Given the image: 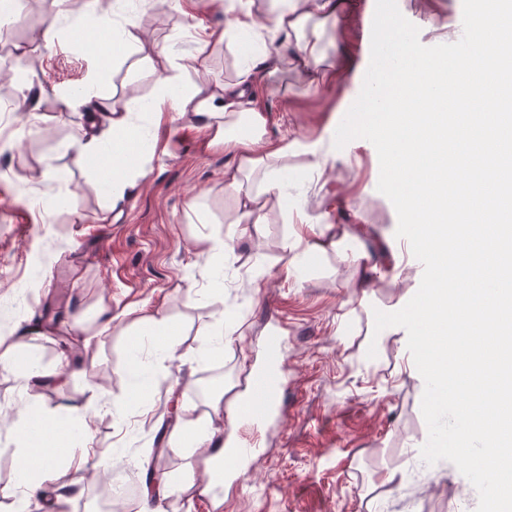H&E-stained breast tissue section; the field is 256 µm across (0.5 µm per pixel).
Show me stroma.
<instances>
[{"label": "stroma", "mask_w": 512, "mask_h": 512, "mask_svg": "<svg viewBox=\"0 0 512 512\" xmlns=\"http://www.w3.org/2000/svg\"><path fill=\"white\" fill-rule=\"evenodd\" d=\"M86 2L40 0L0 26V89L15 101L25 88L42 93L26 128L0 129V336L18 342L17 367H0V489L17 479L11 421L40 411L51 420L48 436L60 437L74 419L70 404L99 387L120 409L90 408L83 418L97 446L110 449V467L129 470L139 490L150 471L178 481L190 470L202 479L196 456L167 448L179 410L205 411L209 394L243 382L245 365L277 328L288 340L283 414L261 428L242 421L235 430L239 442L257 440L260 456L210 495L192 488L166 500L167 512H475L478 494L469 480L447 461L428 469L420 456L428 436L424 381L408 367L404 343L373 334L374 309L409 301L423 266L409 243L397 241L396 211L377 189L375 147L364 139L333 146L369 65L362 48L376 0H350L338 26L327 29L325 53L337 67L326 85L314 89L288 74L281 91L263 99L268 137L298 147L283 173V198L257 226L227 221L233 204L224 197V168L231 158L223 148L207 147L198 124L150 105L172 80L189 86L201 77L214 86L236 78L260 58L263 44L249 34L221 40L232 16L204 4L198 19L213 38L202 76L132 50L103 60L80 46L95 19ZM397 4L423 45L463 34L462 0ZM125 12L142 17L146 44L195 53L188 20L159 0H127ZM48 28L55 31L49 43ZM85 91L143 106L131 137L153 162L138 190L117 204L97 167L69 163L68 147L88 121L83 110L62 111L61 98ZM314 148L335 154L325 176L310 168ZM300 209L315 224L363 228L384 249L371 282L373 310L361 306L353 270L335 251L312 260L301 278L287 276L285 245ZM201 235L224 239L226 254L201 255ZM102 300L116 313L139 307L166 315L180 331L182 359L133 374L132 339L118 328L93 361L73 357L67 385L26 386L29 364L60 370L61 352L79 343L72 315L93 319ZM220 317L242 324L244 333L212 356L204 332ZM385 471L396 472L400 486L378 488Z\"/></svg>", "instance_id": "obj_1"}]
</instances>
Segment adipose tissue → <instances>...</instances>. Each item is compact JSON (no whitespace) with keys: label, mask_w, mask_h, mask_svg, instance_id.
Masks as SVG:
<instances>
[{"label":"adipose tissue","mask_w":512,"mask_h":512,"mask_svg":"<svg viewBox=\"0 0 512 512\" xmlns=\"http://www.w3.org/2000/svg\"><path fill=\"white\" fill-rule=\"evenodd\" d=\"M254 3L255 0H232L230 7L235 17L230 30L250 32L261 41L273 42L276 55L272 62L262 67L260 75L244 73L209 92L196 83L166 100L172 111L202 124L208 132L207 147H220L231 155L232 162L224 169V195L234 203L232 221L236 224L266 223L272 201L282 195L277 174L296 149L295 142L273 141L267 135L268 116L258 106L259 100L270 92L267 79L291 65L308 75L316 74L324 61L322 28L334 17L341 0H271L272 7L263 17L254 11ZM63 104L68 109H85L89 122L83 139L71 148V164L80 168L90 159H98L99 177L113 201L130 196L138 188L149 164L148 159L143 158L137 166H130L122 138L128 130L129 115L139 110V102L119 108L110 97L86 92L64 98ZM286 247L290 254L286 270L293 277L308 259L330 248L336 249L342 262L360 270L361 285H368L377 271L373 255L346 235L329 243L318 235L297 233L289 237ZM121 324L125 325L127 335L152 336L162 360L176 359L179 332L161 314L145 315L135 309L116 314L111 306L103 304L98 308L95 323H86L79 315L72 319L73 327L84 336L83 353L90 359L95 357L102 337ZM210 414L183 410L177 432L181 446L197 454L207 469L224 454V442L217 437ZM45 423L46 418L40 413L17 423L16 429L24 439L16 450L22 468H37L44 481L56 480L58 465L62 462L74 470H82L87 459L96 453L88 429L83 427L69 433L66 442L59 445L46 436L35 434V426Z\"/></svg>","instance_id":"1"}]
</instances>
